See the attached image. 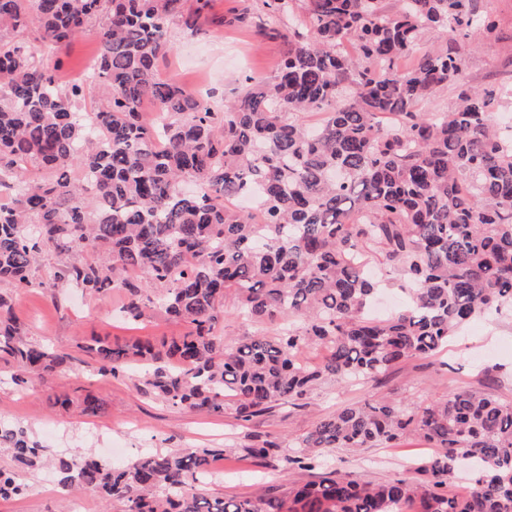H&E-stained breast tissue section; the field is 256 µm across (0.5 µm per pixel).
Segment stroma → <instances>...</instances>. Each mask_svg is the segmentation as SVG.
I'll list each match as a JSON object with an SVG mask.
<instances>
[{"instance_id": "1", "label": "stroma", "mask_w": 512, "mask_h": 512, "mask_svg": "<svg viewBox=\"0 0 512 512\" xmlns=\"http://www.w3.org/2000/svg\"><path fill=\"white\" fill-rule=\"evenodd\" d=\"M482 7L492 13L495 32L476 44L457 40L454 47L466 60L471 85L512 87V0H482ZM167 39L170 50L160 63L163 77L209 96L218 108L239 93L245 77L272 76L283 51L280 39L258 36L249 27L216 30L206 26L190 32L173 22ZM29 47L36 58H62L61 79L74 81L96 58L99 40L95 32H88L59 54L34 40ZM95 258L90 251L43 255L32 271L31 285L11 290L14 315L29 336L49 350L78 357L82 346L96 336L125 342L183 332L182 324L169 321L158 310L138 324L124 321L119 291L89 298L78 289L57 285L54 272L59 265ZM138 384V372L113 378L85 366L59 370L47 381L20 391L10 380L9 368L0 363V422L28 427L55 456L66 457L80 449L117 467L155 448L227 446L231 452L219 460L204 492L251 496L262 487L278 489L285 480L308 481L318 474L314 467L283 470L276 458L254 462L242 452L254 437L271 435L290 444L320 418L372 395L415 406L469 387L512 400V316L468 324L439 354L401 363L380 384L356 382L340 387L328 381L310 393L303 405H282L248 423L228 412L209 414L169 406L141 393ZM432 454L427 442L414 438L391 448L338 449L327 460L359 482L382 483L413 477L417 464ZM20 478L28 485V493L1 501L0 512H70L74 492L62 486L55 469L24 472Z\"/></svg>"}]
</instances>
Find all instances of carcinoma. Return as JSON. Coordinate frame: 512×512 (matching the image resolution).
Instances as JSON below:
<instances>
[{
	"instance_id": "1",
	"label": "carcinoma",
	"mask_w": 512,
	"mask_h": 512,
	"mask_svg": "<svg viewBox=\"0 0 512 512\" xmlns=\"http://www.w3.org/2000/svg\"><path fill=\"white\" fill-rule=\"evenodd\" d=\"M186 2L0 0V187L26 164L42 172L0 203V285L28 287L47 253H103L62 265L55 280L93 298L119 289L128 320L159 309L185 331L155 343L97 338L85 352L99 371L119 378L138 367L144 393L241 422L329 379L375 381L433 357L475 319L512 316V124L496 121L509 90L475 89L457 51L420 48L429 28L492 32L478 0H397L392 10L384 0H263L256 28L300 9L313 36L277 32L288 48L275 74L245 78L222 109L159 72L168 24L194 29L210 0ZM97 19L101 53L85 83L59 81V61L29 50L32 38L67 46ZM410 55L413 66L399 69ZM450 86L451 110L419 111ZM89 89L97 99L80 122ZM188 181L197 194L184 192ZM246 196L257 199L252 211L239 203ZM375 249L406 295L387 318L369 313L381 286L367 270ZM229 299L254 322L280 321L279 331L224 344ZM314 347L328 355L311 364ZM0 358L21 389L75 361L28 336L2 292ZM410 437L435 448L412 479L361 485L331 470L245 498L185 493L223 448L155 449L125 467L78 452L56 468L64 486L122 512H512V400L490 392L456 390L423 407L367 397L317 421L290 454L269 435L243 452L279 457L286 471L336 448ZM0 449L16 464L0 468V499L20 496L19 472L38 470L45 449L2 423ZM465 462L475 465L469 492L448 493Z\"/></svg>"
}]
</instances>
